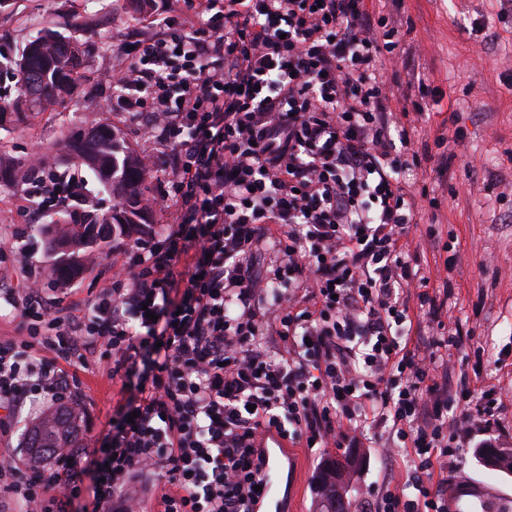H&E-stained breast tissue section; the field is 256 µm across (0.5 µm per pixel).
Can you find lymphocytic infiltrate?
Segmentation results:
<instances>
[{
	"mask_svg": "<svg viewBox=\"0 0 512 512\" xmlns=\"http://www.w3.org/2000/svg\"><path fill=\"white\" fill-rule=\"evenodd\" d=\"M117 67L115 108L167 158L162 233L115 248L78 302L48 294L25 248L0 268V410L71 405L78 372L137 378L101 456L0 465V512H139L130 482L165 476L155 512H252L259 437L308 449L383 442L414 468L361 512H445L447 473L495 389L449 374L446 300L409 232L411 123L381 70L398 23L366 0H183ZM429 336L413 337L415 317Z\"/></svg>",
	"mask_w": 512,
	"mask_h": 512,
	"instance_id": "1",
	"label": "lymphocytic infiltrate"
}]
</instances>
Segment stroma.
I'll use <instances>...</instances> for the list:
<instances>
[{
    "mask_svg": "<svg viewBox=\"0 0 512 512\" xmlns=\"http://www.w3.org/2000/svg\"><path fill=\"white\" fill-rule=\"evenodd\" d=\"M174 15L190 21L182 0H153L145 13L129 0H0V52L14 54L40 30L50 28L90 50L68 105L46 106L7 122L0 129V162L20 159L39 164L41 171L68 170L82 176L86 193L99 212L111 211L116 198L94 173L65 149V142L82 139L108 125L132 150H140L142 123L116 111L114 91L103 78L115 60L135 56L142 36L154 33V20ZM400 46L405 59L393 86L390 110L402 112L419 99V85L439 88V100L428 101L414 119L411 148L421 165L407 171L416 186L427 188L435 205H423L411 236L434 292H447L448 314L470 329L460 349L453 351V376L465 380L474 393L493 388L500 396L494 418L495 443L512 448V0L496 9L485 0H404ZM464 138L455 141V130ZM450 164H443V156ZM440 233L454 232L452 251L435 246L425 236L428 225ZM87 265L73 285L79 296L94 294L110 266L112 245L101 242L81 249ZM80 404L93 419L84 433L93 449L112 414L119 382L105 375L79 373ZM299 469L294 488H281L288 512H318L315 478L319 460L348 456L345 448H329L321 457L297 449ZM359 465L350 476V504L377 497L405 483L403 465L386 461L378 444L357 449Z\"/></svg>",
    "mask_w": 512,
    "mask_h": 512,
    "instance_id": "stroma-1",
    "label": "stroma"
}]
</instances>
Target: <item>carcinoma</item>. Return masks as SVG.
I'll list each match as a JSON object with an SVG mask.
<instances>
[{
	"mask_svg": "<svg viewBox=\"0 0 512 512\" xmlns=\"http://www.w3.org/2000/svg\"><path fill=\"white\" fill-rule=\"evenodd\" d=\"M89 53L70 39L47 30L29 41L15 57L0 59V121L9 110L32 111L44 105L63 102L72 93L75 76L83 58ZM65 148L81 158L94 172L99 182L112 189L117 203L112 213L99 215L95 209L85 210V220L76 223L71 211L57 212L53 221L60 231L59 241L71 249L68 258L59 261V270L67 272L75 251L90 243V223L114 224L116 237L129 235L123 228L125 207H139L145 200L146 172L135 156L109 127L103 125L83 141H71ZM81 417V408L67 406L45 414L28 429L26 447L49 455L57 448L70 444L69 423ZM479 456L494 471L512 473V448H482ZM352 470L345 462L338 470L321 471L318 477L322 512L336 500L337 490L344 488Z\"/></svg>",
	"mask_w": 512,
	"mask_h": 512,
	"instance_id": "cac0c4a2",
	"label": "carcinoma"
}]
</instances>
